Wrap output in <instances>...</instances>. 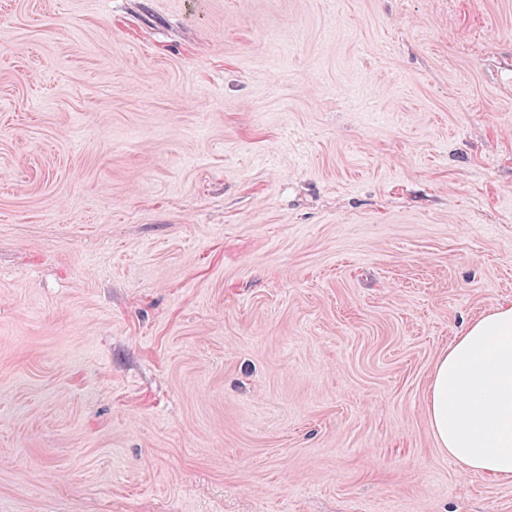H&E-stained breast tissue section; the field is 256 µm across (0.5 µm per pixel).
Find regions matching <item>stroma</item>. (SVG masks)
Returning <instances> with one entry per match:
<instances>
[{
  "mask_svg": "<svg viewBox=\"0 0 512 512\" xmlns=\"http://www.w3.org/2000/svg\"><path fill=\"white\" fill-rule=\"evenodd\" d=\"M505 301L512 0H0V512H512ZM427 410L440 449L462 470L512 480V302L449 343L433 368Z\"/></svg>",
  "mask_w": 512,
  "mask_h": 512,
  "instance_id": "obj_1",
  "label": "stroma"
}]
</instances>
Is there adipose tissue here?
<instances>
[{
    "label": "adipose tissue",
    "instance_id": "adipose-tissue-1",
    "mask_svg": "<svg viewBox=\"0 0 512 512\" xmlns=\"http://www.w3.org/2000/svg\"><path fill=\"white\" fill-rule=\"evenodd\" d=\"M427 410L440 449L462 470L512 480V302L449 343L433 368Z\"/></svg>",
    "mask_w": 512,
    "mask_h": 512
}]
</instances>
